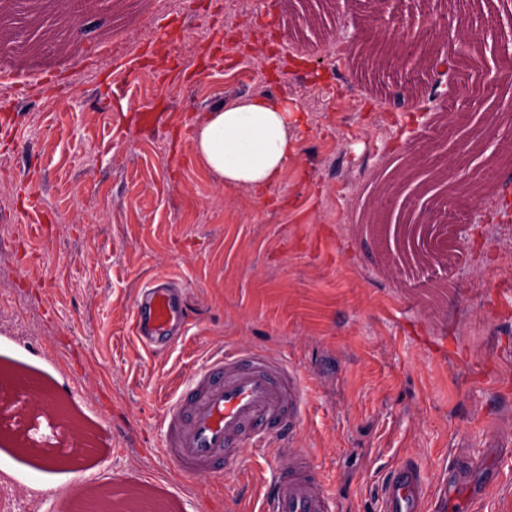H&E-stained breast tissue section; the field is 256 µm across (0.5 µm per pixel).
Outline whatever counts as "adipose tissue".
Masks as SVG:
<instances>
[{
  "instance_id": "1",
  "label": "adipose tissue",
  "mask_w": 512,
  "mask_h": 512,
  "mask_svg": "<svg viewBox=\"0 0 512 512\" xmlns=\"http://www.w3.org/2000/svg\"><path fill=\"white\" fill-rule=\"evenodd\" d=\"M303 112L285 95H240L211 107L193 130L191 150L224 184L264 197L296 155Z\"/></svg>"
}]
</instances>
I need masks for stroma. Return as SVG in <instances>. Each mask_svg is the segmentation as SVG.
Returning <instances> with one entry per match:
<instances>
[{"instance_id":"1","label":"stroma","mask_w":512,"mask_h":512,"mask_svg":"<svg viewBox=\"0 0 512 512\" xmlns=\"http://www.w3.org/2000/svg\"><path fill=\"white\" fill-rule=\"evenodd\" d=\"M65 0H29L26 28L0 50V367L35 370L92 428L82 472L44 469L0 411V499L66 512L59 493L86 481L143 484L178 512H260L270 461L230 462L222 482L183 476L161 444L166 405L213 355L264 351L305 393L295 448L328 483L337 512H382L383 482L410 461L429 492L457 456L479 458L455 490L468 512H512V161L458 155L451 116L512 104V50L473 39L448 75L378 69L352 47L366 29L424 30V14L479 16L512 0H397L373 18L362 0H100L67 39ZM340 45L341 59L327 47ZM129 62L114 76L116 60ZM498 76L495 96L476 89ZM285 93L306 114L298 152L268 202L225 185L189 149L195 123L225 98ZM145 112L162 114L155 125ZM455 173L493 167L481 197L456 206L444 258L384 259L360 227L442 198L421 148ZM158 276L180 283L187 324L161 356L131 334L134 299ZM499 474L482 493L487 471Z\"/></svg>"}]
</instances>
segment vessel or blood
Segmentation results:
<instances>
[{"label": "vessel or blood", "mask_w": 512, "mask_h": 512, "mask_svg": "<svg viewBox=\"0 0 512 512\" xmlns=\"http://www.w3.org/2000/svg\"><path fill=\"white\" fill-rule=\"evenodd\" d=\"M178 283L160 278L149 284L133 310V335L150 349L163 348L180 320ZM19 382L27 402L40 407L41 386L28 372L0 375ZM304 398L295 371L277 358L256 350L222 353L192 379L180 398L166 409L164 453L182 474L223 478L222 462L242 446H280L301 419ZM425 483L411 464L397 466L383 490V512H422ZM334 498L322 477L303 458L289 455L273 465L267 483L265 512H333Z\"/></svg>", "instance_id": "b4317fda"}]
</instances>
